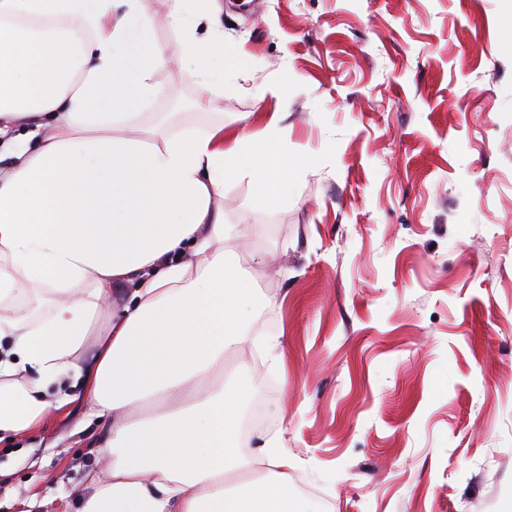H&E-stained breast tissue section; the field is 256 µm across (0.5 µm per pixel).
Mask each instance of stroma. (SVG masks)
<instances>
[{"label": "stroma", "instance_id": "obj_1", "mask_svg": "<svg viewBox=\"0 0 512 512\" xmlns=\"http://www.w3.org/2000/svg\"><path fill=\"white\" fill-rule=\"evenodd\" d=\"M220 4L230 78L185 59L145 113L249 129L283 88L304 159L273 208L224 187L265 298L245 325L280 356L229 348L225 383L266 384L260 431L315 507L512 512V0ZM98 430L75 402L1 444L0 512H75Z\"/></svg>", "mask_w": 512, "mask_h": 512}]
</instances>
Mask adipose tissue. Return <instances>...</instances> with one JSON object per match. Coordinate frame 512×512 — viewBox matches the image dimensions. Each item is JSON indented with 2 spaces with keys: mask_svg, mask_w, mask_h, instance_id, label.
<instances>
[{
  "mask_svg": "<svg viewBox=\"0 0 512 512\" xmlns=\"http://www.w3.org/2000/svg\"><path fill=\"white\" fill-rule=\"evenodd\" d=\"M185 2L167 21L206 82L221 10ZM201 17L212 37H196ZM174 63L143 0H0V123L23 127L0 167V443L79 396L108 465L76 512H313L280 440L242 453L250 392L221 379L257 297L225 245L224 186L251 177L271 208L301 161L273 143L288 133L277 106L248 132L145 120Z\"/></svg>",
  "mask_w": 512,
  "mask_h": 512,
  "instance_id": "obj_1",
  "label": "adipose tissue"
}]
</instances>
